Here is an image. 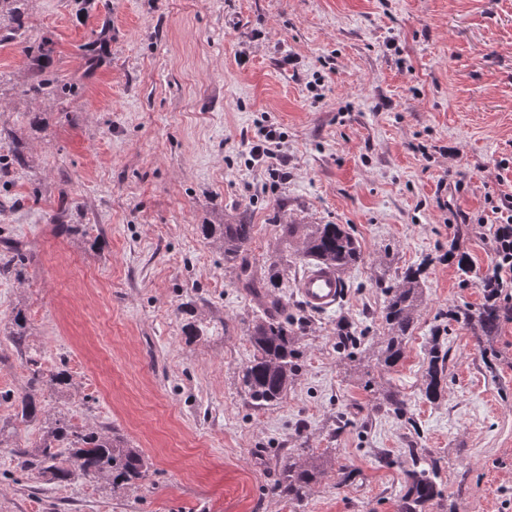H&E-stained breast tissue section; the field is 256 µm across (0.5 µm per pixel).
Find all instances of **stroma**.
I'll return each mask as SVG.
<instances>
[{"label": "stroma", "mask_w": 512, "mask_h": 512, "mask_svg": "<svg viewBox=\"0 0 512 512\" xmlns=\"http://www.w3.org/2000/svg\"><path fill=\"white\" fill-rule=\"evenodd\" d=\"M22 10L23 28L0 32V248L25 258L22 279L0 274V512H396L411 448L441 466L427 512H512V319L488 359L450 317L483 303L491 207L512 193V0ZM27 45L50 49L48 72ZM46 75L55 91L29 93ZM265 125L286 137L287 177L247 164ZM241 213L255 270L284 264L280 294L302 321L298 375L265 409L242 382L256 304L198 230ZM291 220L345 225L360 246L332 310L297 291L311 262L280 234ZM411 266L424 269L423 301L388 369L383 289ZM19 310L23 349L8 337ZM436 332L448 361L432 404L421 379ZM344 333L364 336L362 350L346 355ZM31 355L72 376L38 388L46 409L138 449L151 463L141 480L18 468L16 449L37 452L44 435L43 421L16 417ZM386 390L405 417L379 407ZM303 443L325 473L296 508L271 488Z\"/></svg>", "instance_id": "35a3bbf8"}]
</instances>
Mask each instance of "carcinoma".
Here are the masks:
<instances>
[{"instance_id": "obj_1", "label": "carcinoma", "mask_w": 512, "mask_h": 512, "mask_svg": "<svg viewBox=\"0 0 512 512\" xmlns=\"http://www.w3.org/2000/svg\"><path fill=\"white\" fill-rule=\"evenodd\" d=\"M21 5L22 0H0V27L10 31L23 27ZM252 230L253 225L243 218L233 222L226 220L222 224L200 225L202 237L219 246L224 252V262L246 276V287L262 302L261 316L253 319L247 329L253 356L243 369L242 379L253 407L264 409L280 402L297 376L300 347L294 319L288 314V303L269 292V289L279 288L282 284L278 263L269 265L265 280L247 275ZM282 231L287 236L299 235L300 256L321 265L346 270L361 260L359 246L343 224H284ZM21 258L17 247H5L0 255V272L12 273ZM385 294L384 320L388 336L377 350V360L384 367L392 368L403 356L405 341L414 329L422 302L420 271L406 269L398 282L385 288ZM506 311L508 308L501 304L498 291L490 288L481 308L475 311L461 308L452 312V316L476 329L479 332L478 344L485 348L496 335ZM26 325V316L17 311L11 321L9 336L19 349L27 341ZM431 342L422 393L428 402L434 403L444 392L448 350L444 349L437 332ZM27 364L29 391L18 401V415L23 420L44 416L46 438L38 454H19L20 469L38 466L60 482L106 475L116 485L128 484L146 473L144 457L137 450L124 446L120 439L86 432L74 427L64 415L55 416L45 411L35 394L36 387L45 382L61 389L69 386L71 378L67 370L46 369L32 356ZM379 405L396 416L406 415V402L393 391L384 392ZM61 444L75 449L72 461L60 460L58 447ZM408 455L411 465L404 471V492L398 499L397 512H425L429 502L442 496L437 461L426 455L422 448H410ZM322 474V465L317 461L307 462L290 456L288 463L281 467L274 490L277 495L300 507Z\"/></svg>"}]
</instances>
